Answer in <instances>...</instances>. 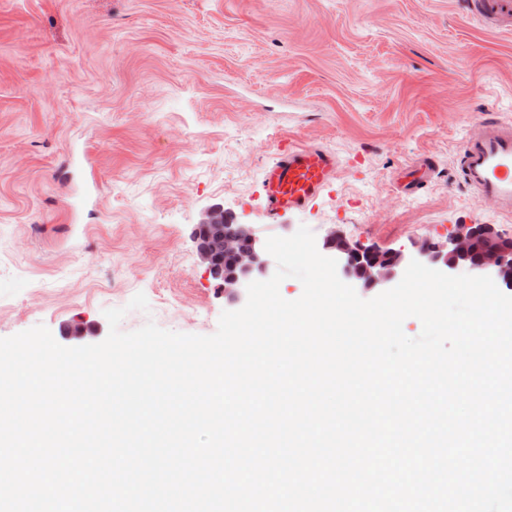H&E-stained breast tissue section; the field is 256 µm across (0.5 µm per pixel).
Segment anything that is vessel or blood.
<instances>
[{
  "mask_svg": "<svg viewBox=\"0 0 512 512\" xmlns=\"http://www.w3.org/2000/svg\"><path fill=\"white\" fill-rule=\"evenodd\" d=\"M468 15L481 26L512 30V0H466ZM462 182L477 202H493L498 214L512 217V121L480 119L467 132L457 153ZM337 159L327 149L289 141L266 167V209L277 217L307 207L330 183Z\"/></svg>",
  "mask_w": 512,
  "mask_h": 512,
  "instance_id": "vessel-or-blood-1",
  "label": "vessel or blood"
}]
</instances>
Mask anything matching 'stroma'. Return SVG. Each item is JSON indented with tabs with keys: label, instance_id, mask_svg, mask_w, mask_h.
I'll return each instance as SVG.
<instances>
[{
	"label": "stroma",
	"instance_id": "1",
	"mask_svg": "<svg viewBox=\"0 0 512 512\" xmlns=\"http://www.w3.org/2000/svg\"><path fill=\"white\" fill-rule=\"evenodd\" d=\"M461 0H0V338L45 325L96 344L120 328L216 332L239 307L192 236L223 207L259 239L308 226L380 250L512 219L459 183L486 115L512 120V32ZM338 160L305 210L270 220L265 168L289 138ZM430 156L425 186L406 166ZM101 173L87 196L86 161Z\"/></svg>",
	"mask_w": 512,
	"mask_h": 512
}]
</instances>
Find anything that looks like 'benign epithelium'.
<instances>
[{
    "mask_svg": "<svg viewBox=\"0 0 512 512\" xmlns=\"http://www.w3.org/2000/svg\"><path fill=\"white\" fill-rule=\"evenodd\" d=\"M193 237L210 273L224 280V287L238 302L247 300V285L255 277L271 275L264 245L248 225L232 224L224 218L221 207L206 212L195 225ZM325 248L333 253L341 275L366 288L386 287L406 265L400 251H380L340 233L328 238ZM415 260L446 272L466 266L477 276H489L512 287V238L502 237L489 224H458L446 242L420 243Z\"/></svg>",
    "mask_w": 512,
    "mask_h": 512,
    "instance_id": "obj_1",
    "label": "benign epithelium"
}]
</instances>
